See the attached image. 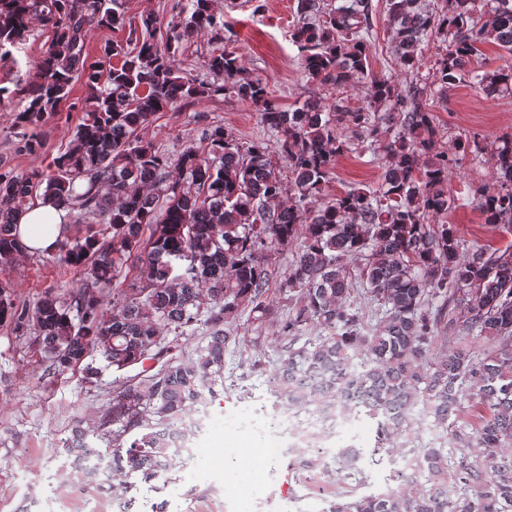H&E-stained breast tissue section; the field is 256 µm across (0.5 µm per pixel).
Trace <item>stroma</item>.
I'll use <instances>...</instances> for the list:
<instances>
[{"label": "stroma", "mask_w": 512, "mask_h": 512, "mask_svg": "<svg viewBox=\"0 0 512 512\" xmlns=\"http://www.w3.org/2000/svg\"><path fill=\"white\" fill-rule=\"evenodd\" d=\"M296 0H213L215 12L223 16L221 37L205 34L184 46L183 67L199 79H208L206 61L222 45L234 47L244 67L274 90L282 106L309 96L335 97L334 88L307 81L299 67L298 50L290 40L296 21ZM368 54L371 69L394 76L401 87L425 78L438 58L439 41H430L419 69L400 71L391 49L386 0H372ZM47 37L34 32L23 51L14 58L0 60V85L23 87L30 67L46 48ZM347 105H362L364 89L355 86L340 93ZM21 98L0 105V172L42 171L63 152L77 126L82 111L61 112L40 126L42 147L29 153L18 149L16 111ZM431 110L446 138L479 133L489 138L512 135V95L488 98L468 83L450 88L446 95L433 98ZM219 122L238 142L271 140L250 103L221 96L191 101L176 109L157 113L141 135L166 154L177 159L190 145L200 146V131ZM380 161L371 154L348 152L337 157L329 184L330 194L348 187L377 183ZM447 223L457 227L470 243L499 248L512 243V227L485 223L480 211L465 205L449 211ZM4 278L11 285L16 306L36 303L45 292L57 294L65 304H73L84 288L83 269L60 263L54 253L26 254L19 258ZM275 325H266L262 351L244 346L224 357V386L214 401L212 419L197 441L194 455L165 477L137 482L131 495L137 512H151L152 504L168 501V512H319L323 496L344 492L359 497L385 490L388 467L360 461L369 478L366 488L354 480L339 481L324 476L321 470L301 471L293 466L294 455L286 454L287 443L270 428L269 419L260 418V405H273L259 373L251 363L261 360L272 369L277 360L273 341ZM140 366L122 371L104 369L98 379L88 381L79 372L55 373L31 343L28 336L12 324H0V512H119L111 489L89 486L77 489L58 472L66 456L62 442L71 435L76 416L97 418L112 401L118 385L132 381ZM243 421L237 437V465L224 470V417ZM233 485L235 494L225 492Z\"/></svg>", "instance_id": "obj_1"}]
</instances>
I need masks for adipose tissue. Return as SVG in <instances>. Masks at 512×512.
Masks as SVG:
<instances>
[{"label": "adipose tissue", "instance_id": "adipose-tissue-1", "mask_svg": "<svg viewBox=\"0 0 512 512\" xmlns=\"http://www.w3.org/2000/svg\"><path fill=\"white\" fill-rule=\"evenodd\" d=\"M66 212L52 200L42 199L16 218V236L26 253H46L56 249L62 237Z\"/></svg>", "mask_w": 512, "mask_h": 512}]
</instances>
